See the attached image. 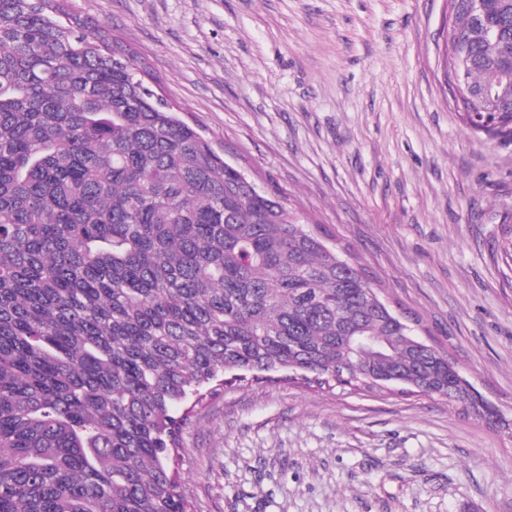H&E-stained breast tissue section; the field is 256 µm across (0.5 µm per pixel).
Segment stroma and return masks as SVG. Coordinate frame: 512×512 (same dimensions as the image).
I'll return each instance as SVG.
<instances>
[{
	"instance_id": "35a3bbf8",
	"label": "stroma",
	"mask_w": 512,
	"mask_h": 512,
	"mask_svg": "<svg viewBox=\"0 0 512 512\" xmlns=\"http://www.w3.org/2000/svg\"><path fill=\"white\" fill-rule=\"evenodd\" d=\"M71 3L504 419L398 390L228 384L182 431L189 512H512V143L448 105L446 0Z\"/></svg>"
}]
</instances>
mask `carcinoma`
Returning <instances> with one entry per match:
<instances>
[{"label": "carcinoma", "mask_w": 512, "mask_h": 512, "mask_svg": "<svg viewBox=\"0 0 512 512\" xmlns=\"http://www.w3.org/2000/svg\"><path fill=\"white\" fill-rule=\"evenodd\" d=\"M448 2L459 117L512 142V0ZM455 370L60 0H0V512H188L182 406L226 372L491 421Z\"/></svg>", "instance_id": "1"}]
</instances>
